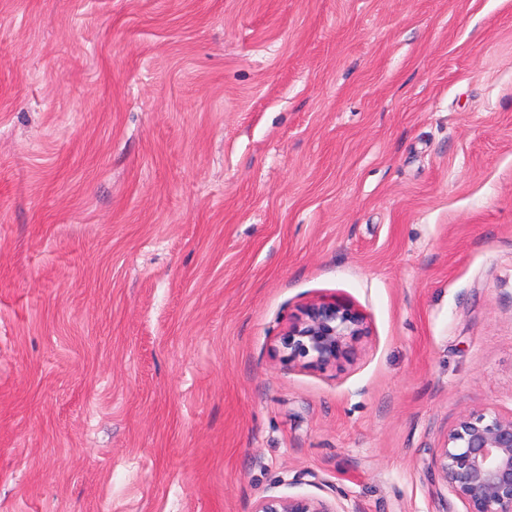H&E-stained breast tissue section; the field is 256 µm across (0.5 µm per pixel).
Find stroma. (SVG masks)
<instances>
[{
	"instance_id": "obj_1",
	"label": "stroma",
	"mask_w": 512,
	"mask_h": 512,
	"mask_svg": "<svg viewBox=\"0 0 512 512\" xmlns=\"http://www.w3.org/2000/svg\"><path fill=\"white\" fill-rule=\"evenodd\" d=\"M351 356L288 362L307 303ZM512 410V0H0V512H466ZM365 333L360 312L334 301H318L308 304L280 336V347L288 362L306 359L308 366L323 368L344 358L352 342ZM432 468L467 512H512V410L462 413ZM253 512H349L336 497H285L261 498Z\"/></svg>"
}]
</instances>
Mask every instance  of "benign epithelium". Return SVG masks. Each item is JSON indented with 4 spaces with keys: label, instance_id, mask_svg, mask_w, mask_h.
<instances>
[{
    "label": "benign epithelium",
    "instance_id": "benign-epithelium-1",
    "mask_svg": "<svg viewBox=\"0 0 512 512\" xmlns=\"http://www.w3.org/2000/svg\"><path fill=\"white\" fill-rule=\"evenodd\" d=\"M366 333L360 312L332 301L308 304L280 336L290 363L323 368L345 357ZM432 468L467 512H512V411L493 408L462 413L448 430ZM254 512H349L334 497L266 496Z\"/></svg>",
    "mask_w": 512,
    "mask_h": 512
}]
</instances>
